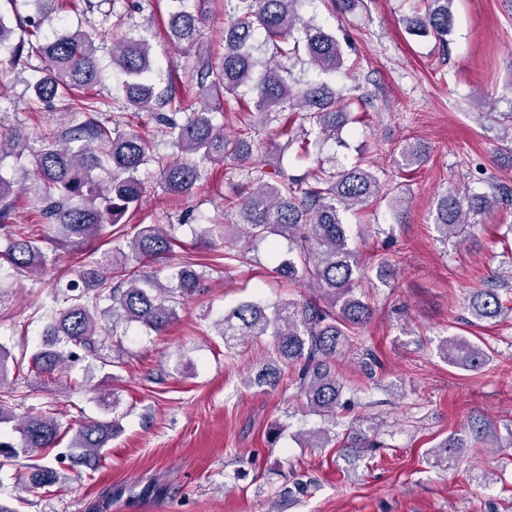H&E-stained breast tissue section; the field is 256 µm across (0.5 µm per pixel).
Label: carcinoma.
Wrapping results in <instances>:
<instances>
[{
	"mask_svg": "<svg viewBox=\"0 0 512 512\" xmlns=\"http://www.w3.org/2000/svg\"><path fill=\"white\" fill-rule=\"evenodd\" d=\"M195 2L188 7V2ZM34 6L24 32L30 39L13 42L15 28L0 13V71L28 64L35 55L43 60L31 85L33 101L49 103L70 95L78 98L85 120L58 134L44 133L39 146L31 145L28 133L19 128L0 132V159L31 155L35 177L25 166L11 178L0 175V233L7 247L0 255L19 274L42 268L46 256L40 242L49 238L60 246L90 243L108 227L124 223L127 214L139 209L146 187L140 171L157 159L150 138L134 129V121L151 114L173 140L176 159L163 168V183L171 194L187 195L201 177L200 163L222 164L251 160L253 148L260 147L261 131L275 122L276 132L296 141L308 153L312 140L336 133L351 120L352 98L344 88L321 80L327 74H347L341 41L305 17L302 0H236L237 18L224 29V54L214 61L207 57L197 70L199 105L187 103L176 92L175 82L159 90L151 79V45L146 36L133 30L112 43V68L125 77L123 105L130 111L127 127L110 126L99 117L98 47L92 34L67 30L47 38L44 22L57 10L58 0H30ZM167 33L180 45L200 42L201 24L207 0H172ZM455 0H421L403 18L412 34L432 36L443 44L454 27ZM272 43L277 54L303 60L314 76L303 82L286 76L266 62L263 48ZM253 93V112L238 135H224V126L213 119L211 100L235 94L242 86ZM423 157L416 142L405 143L401 164L410 167ZM98 170L107 171L101 179ZM253 185L235 201L239 219L235 224H212L207 233L220 238L233 234L247 245L270 236L288 240V256L278 271L293 285L313 288L322 302L288 299L271 307L259 298L244 300L214 321L225 344L250 337L271 336L279 357L299 367L298 385L310 412L327 420L322 427L301 435L306 448H325L333 438L338 411L347 407L346 386L336 368V359L352 346L354 334L373 317L374 310L356 293L361 268L355 251L348 246L343 216L365 208L378 198L379 180L370 168L356 164L328 175H293L283 168L268 174L257 171ZM23 192L29 202V223L15 221V195ZM512 196V189L500 186L491 193L445 191L436 201L434 224L442 242L465 241L481 224L479 216ZM176 238L162 224H143L126 244H115L82 270V290L59 297L54 293L46 312L48 322L42 347L28 358L29 369L48 378L71 364L97 359L101 367L115 362L100 355L101 336L107 329L117 332L120 324H138L160 334L176 316L180 298L200 291L205 271L192 265L178 267L170 274L171 284L137 274L136 265L157 261L172 254ZM472 321L512 318V305L504 304L500 289L481 288L465 299ZM449 365L479 370L489 360L487 351L466 336L443 339L439 345ZM11 352L0 346V425L13 424L14 442L0 441V456L41 457L66 436L55 409L48 407L25 416L15 413L17 387L9 380ZM279 369L267 366L247 377L257 387H274ZM116 419L106 416L82 422L74 431L71 447L81 449L80 460L94 466L99 455L118 432ZM473 441L495 437L491 426L474 421ZM381 443L360 430L342 441V457L356 465L363 452ZM465 445L450 438L435 446V462L446 466L457 460ZM65 480L49 465H34L24 477L26 486L49 488Z\"/></svg>",
	"mask_w": 512,
	"mask_h": 512,
	"instance_id": "carcinoma-1",
	"label": "carcinoma"
}]
</instances>
